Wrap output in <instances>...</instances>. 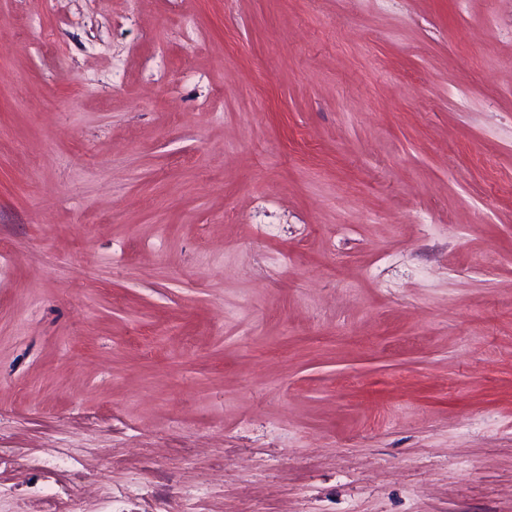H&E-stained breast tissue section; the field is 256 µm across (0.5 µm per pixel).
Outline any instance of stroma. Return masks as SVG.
<instances>
[{
    "mask_svg": "<svg viewBox=\"0 0 512 512\" xmlns=\"http://www.w3.org/2000/svg\"><path fill=\"white\" fill-rule=\"evenodd\" d=\"M0 17V512H512V0Z\"/></svg>",
    "mask_w": 512,
    "mask_h": 512,
    "instance_id": "obj_1",
    "label": "stroma"
}]
</instances>
